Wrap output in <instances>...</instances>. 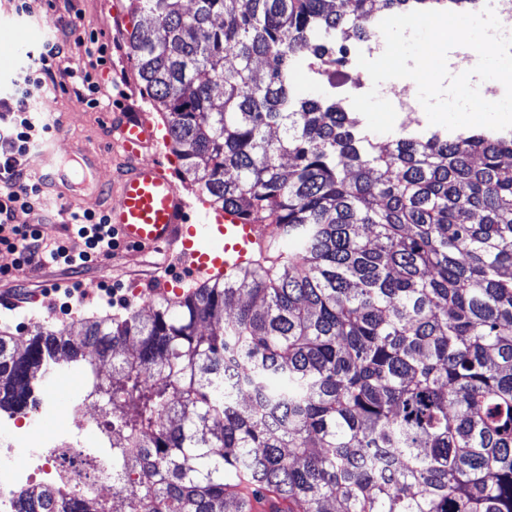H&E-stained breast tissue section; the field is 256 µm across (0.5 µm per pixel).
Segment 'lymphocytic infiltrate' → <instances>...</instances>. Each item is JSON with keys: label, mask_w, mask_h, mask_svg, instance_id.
<instances>
[{"label": "lymphocytic infiltrate", "mask_w": 512, "mask_h": 512, "mask_svg": "<svg viewBox=\"0 0 512 512\" xmlns=\"http://www.w3.org/2000/svg\"><path fill=\"white\" fill-rule=\"evenodd\" d=\"M75 30V24H68L64 35L47 38L28 51L27 65L14 91L0 95V250L14 254L15 267L22 271L45 266L88 268L117 248L112 227L101 212L68 211L66 219L74 233L70 239L45 237L39 225L16 221L18 213L31 214L42 208V191L30 177L27 161L56 123L50 113L37 108V100L66 79L74 94H91V106L100 104L96 76L64 63L68 37Z\"/></svg>", "instance_id": "f902f5d3"}]
</instances>
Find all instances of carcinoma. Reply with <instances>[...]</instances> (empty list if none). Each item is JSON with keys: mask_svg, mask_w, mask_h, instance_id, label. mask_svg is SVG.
Wrapping results in <instances>:
<instances>
[{"mask_svg": "<svg viewBox=\"0 0 512 512\" xmlns=\"http://www.w3.org/2000/svg\"><path fill=\"white\" fill-rule=\"evenodd\" d=\"M378 1L473 2L131 0L182 181L280 235L146 318L0 337V411L61 359L88 362L113 494L144 512H512V135L378 149L290 80L293 59L368 38ZM18 512L112 507L56 482Z\"/></svg>", "mask_w": 512, "mask_h": 512, "instance_id": "1", "label": "carcinoma"}]
</instances>
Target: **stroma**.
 Returning a JSON list of instances; mask_svg holds the SVG:
<instances>
[{"label": "stroma", "mask_w": 512, "mask_h": 512, "mask_svg": "<svg viewBox=\"0 0 512 512\" xmlns=\"http://www.w3.org/2000/svg\"><path fill=\"white\" fill-rule=\"evenodd\" d=\"M98 2L35 0L33 15L26 16L16 13L11 0H0V36L15 46L9 57L0 60V92H10L19 78L25 53L33 47L29 28L42 27L49 36L77 17L84 34H97L107 53L102 58L87 54L85 44L74 41L68 50L70 64L96 73L100 101L124 105L142 112L152 123H159L157 110L141 92L126 41V31L132 26L128 0H113L116 10L112 13L101 12ZM50 99L51 111L58 121L62 154L68 156L85 147L95 149L94 176L111 183L118 167L111 148V110L90 107L69 89H57ZM505 125V118L491 112L474 116L455 111L450 96L439 93L422 103L410 129L454 137L468 132L501 131ZM14 263L13 254L0 251V332L8 333L21 346L39 324L48 323L63 331L87 318H124L134 312L145 315L165 283L177 281L185 288L195 285L189 272L175 263L173 251L165 248L148 253L120 248L78 273L57 267L18 271Z\"/></svg>", "instance_id": "obj_1"}]
</instances>
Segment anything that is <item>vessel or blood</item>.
I'll list each match as a JSON object with an SVG mask.
<instances>
[{
    "label": "vessel or blood",
    "instance_id": "1",
    "mask_svg": "<svg viewBox=\"0 0 512 512\" xmlns=\"http://www.w3.org/2000/svg\"><path fill=\"white\" fill-rule=\"evenodd\" d=\"M112 142L122 156L106 214L120 247L136 251L179 247L181 256L203 279L218 271L233 273L276 238L274 225L246 224L229 214L220 224L184 223L185 202L170 169L146 158L158 150L161 139L144 114L126 108L114 113ZM95 160V150L83 148L77 166L65 169L54 142L49 141L38 149L31 169L46 193L73 204L78 197L71 180L84 176Z\"/></svg>",
    "mask_w": 512,
    "mask_h": 512
}]
</instances>
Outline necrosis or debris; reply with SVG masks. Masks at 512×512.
<instances>
[{
	"instance_id": "1",
	"label": "necrosis or debris",
	"mask_w": 512,
	"mask_h": 512,
	"mask_svg": "<svg viewBox=\"0 0 512 512\" xmlns=\"http://www.w3.org/2000/svg\"><path fill=\"white\" fill-rule=\"evenodd\" d=\"M393 19L379 17L373 22V36L367 48L368 62L354 64L347 88L354 99L371 95L370 63L387 52ZM413 76L406 71L392 73L386 85L390 109L397 115L395 128L408 129L414 110L410 94ZM97 411L87 394L73 390L66 401L46 391L25 416L0 414V512H17L19 496L36 479L60 481L69 491L99 498L112 495V473L106 458L96 460L95 469L83 461L98 445Z\"/></svg>"
}]
</instances>
